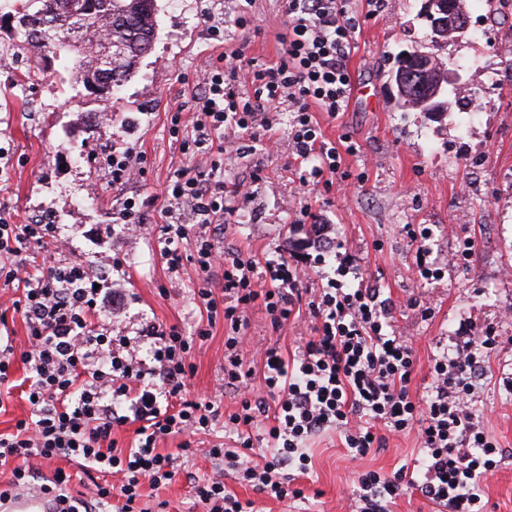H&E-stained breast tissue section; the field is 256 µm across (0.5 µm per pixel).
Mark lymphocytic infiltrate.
<instances>
[{
  "label": "lymphocytic infiltrate",
  "instance_id": "lymphocytic-infiltrate-1",
  "mask_svg": "<svg viewBox=\"0 0 512 512\" xmlns=\"http://www.w3.org/2000/svg\"><path fill=\"white\" fill-rule=\"evenodd\" d=\"M286 18L276 35V61L247 57L245 46L221 53L210 62L196 97L186 150L211 155L208 167L174 173L166 189L164 216L191 207L202 223L216 224L235 211V197L224 185L218 157L229 138L246 133L261 145L276 143L271 122L260 115H288V154L309 164L300 185L323 174H336L341 154L327 143L314 111L337 115L351 92L348 57L354 26L347 0H285ZM169 246L165 257L179 267V241L194 240L193 260L200 277L194 293L208 318L223 316L224 384L236 388L258 378L260 394L245 397L228 416L234 429L251 428L265 417L266 447L251 439L238 446L213 444L209 454L222 463L196 495L206 512H246L224 486L225 469L239 482L269 498L300 499L298 484L307 474L312 440L326 431L339 433L352 457L365 456L384 433L417 431L419 459L392 475L375 471L359 475L353 494L355 512H390L406 492L419 493L436 512H480V481L500 466L504 451L471 408L481 381L483 359L499 340L492 332L470 337L453 352L434 356L430 382L422 393L411 390L415 354L397 336L388 300L380 289L349 279L340 266L325 286L304 295L303 271L279 255L257 264L243 255L223 261L212 234H189L186 225L164 224ZM57 236L53 224H11L0 219V278L23 290L14 304L26 324L28 348L15 352L0 344V385L9 382L15 361L27 365L32 416L18 420L13 432L0 433V467L10 478L0 484V502L19 487H37L51 512H135L144 488L171 483L172 456L158 443L171 434L184 437V455L194 452L191 437L210 428L218 415L209 402L191 399V355L194 338L173 327L154 326L147 360L134 356L127 337L114 334L102 321L111 293L95 289V280L78 262L43 257L41 264L16 263L31 246ZM263 287H255L254 279ZM306 303L316 320L297 354L285 358L277 349L260 356V369L247 367L239 330L248 311L263 307L273 328L298 319L297 304ZM275 397L268 408L267 397ZM135 425L131 447H117L113 428ZM66 459L109 474L95 495H70L72 479L56 469L54 480L31 482L28 463Z\"/></svg>",
  "mask_w": 512,
  "mask_h": 512
}]
</instances>
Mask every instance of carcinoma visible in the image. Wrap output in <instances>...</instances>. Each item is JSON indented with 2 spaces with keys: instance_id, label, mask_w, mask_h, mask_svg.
<instances>
[{
  "instance_id": "carcinoma-1",
  "label": "carcinoma",
  "mask_w": 512,
  "mask_h": 512,
  "mask_svg": "<svg viewBox=\"0 0 512 512\" xmlns=\"http://www.w3.org/2000/svg\"><path fill=\"white\" fill-rule=\"evenodd\" d=\"M79 4L86 10V30L94 32L105 25L112 31V47L119 61L112 69L117 75L112 83V90L116 91L131 78L140 59L152 50L157 26L156 0H79ZM7 5L8 15L17 18V49L36 45L60 68L67 70L76 84L82 74L94 68L92 56H73L58 44V38L49 37L41 27L46 21L60 19L59 0H7ZM448 69L449 65L442 61L433 62L426 75L415 76L407 85V94L417 97L418 88L428 90L434 84L447 82Z\"/></svg>"
}]
</instances>
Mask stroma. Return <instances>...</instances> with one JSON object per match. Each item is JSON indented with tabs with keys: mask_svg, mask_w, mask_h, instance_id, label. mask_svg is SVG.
Segmentation results:
<instances>
[{
	"mask_svg": "<svg viewBox=\"0 0 512 512\" xmlns=\"http://www.w3.org/2000/svg\"><path fill=\"white\" fill-rule=\"evenodd\" d=\"M423 0H351L355 30L349 58L352 92L337 117L317 113L326 140L349 138L356 152L344 155L339 185L325 179L300 186L298 168L284 152L237 139L224 156L226 183L259 171L254 196L237 200V210L215 238L225 256L248 251L256 260L283 253L306 270L304 287L315 288L332 274L338 257L355 260L357 271L382 289L393 304L395 330L416 358L417 379L427 378L435 354L455 348L462 337L484 331L499 338L484 359L486 376L472 408L504 450L498 470L481 484L483 512H512V7L494 23L481 25L487 0H467L471 29L465 37L434 44L420 15ZM233 0H157V33L119 97L101 102L70 75L52 67L40 81L24 84L40 53L16 49L14 29L0 21V217L12 224L37 218L58 225L47 249L68 262H84L101 287L119 296L110 317L132 344L147 346L152 325L177 326L194 335L206 323L194 287L198 271L189 256L192 240L180 244L187 259L170 269L156 211L146 213L138 234L126 233L120 213L127 198L155 196L179 169L209 158L182 149L170 132L174 113L190 116L199 92L200 71L223 49L248 43V56H276V33L284 20L282 0H254L256 30L235 27ZM416 48L448 62L467 84V119L456 103L430 114L400 107L388 79L401 51ZM123 137L141 152L142 178L113 186L108 158L112 140ZM321 210L331 230L314 234L298 223L304 203ZM432 229L430 240L412 229ZM473 245L468 260L456 261L463 242ZM428 248L439 274L422 278L416 252ZM325 263H317V255ZM309 314L286 332L275 331L261 307L241 328L246 350L270 347L293 352L310 335ZM224 324L196 341L191 397L219 409L210 433L197 435L194 455L178 454L179 437L160 441L175 457L172 482L152 491L151 512H204L195 504L190 476L211 473L212 444L224 439V420L241 397L222 384ZM25 365L16 364L13 386L0 387V432H11L30 406L19 388ZM416 434L387 436L380 447L355 459L336 431L310 445L313 468L303 477L304 499L279 502L257 495L233 475L224 483L257 512H350L355 475L376 470L392 474L418 456Z\"/></svg>",
	"mask_w": 512,
	"mask_h": 512,
	"instance_id": "1",
	"label": "stroma"
}]
</instances>
